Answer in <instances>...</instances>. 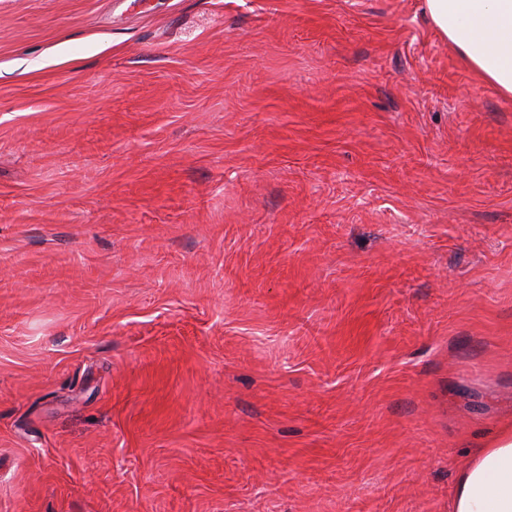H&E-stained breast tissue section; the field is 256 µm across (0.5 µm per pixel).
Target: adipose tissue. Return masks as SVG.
I'll return each instance as SVG.
<instances>
[{"mask_svg":"<svg viewBox=\"0 0 512 512\" xmlns=\"http://www.w3.org/2000/svg\"><path fill=\"white\" fill-rule=\"evenodd\" d=\"M429 22L481 80L512 96V0H425ZM451 512H512V427L460 470Z\"/></svg>","mask_w":512,"mask_h":512,"instance_id":"obj_1","label":"adipose tissue"}]
</instances>
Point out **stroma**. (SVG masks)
I'll list each match as a JSON object with an SVG mask.
<instances>
[{"label":"stroma","instance_id":"1","mask_svg":"<svg viewBox=\"0 0 512 512\" xmlns=\"http://www.w3.org/2000/svg\"><path fill=\"white\" fill-rule=\"evenodd\" d=\"M512 424V97L423 0H0V512H451Z\"/></svg>","mask_w":512,"mask_h":512}]
</instances>
